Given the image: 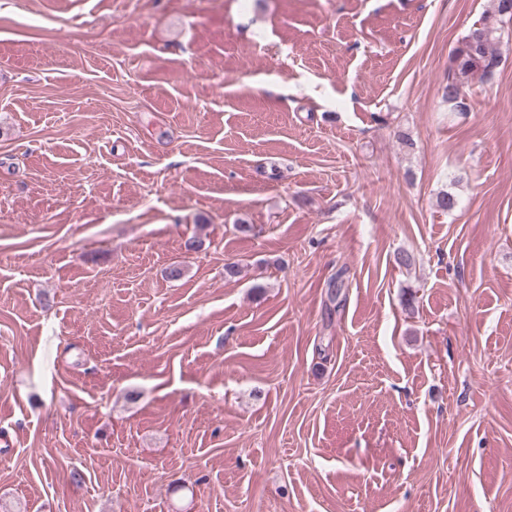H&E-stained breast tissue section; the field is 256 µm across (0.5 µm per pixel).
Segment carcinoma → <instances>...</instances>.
Masks as SVG:
<instances>
[{
  "mask_svg": "<svg viewBox=\"0 0 512 512\" xmlns=\"http://www.w3.org/2000/svg\"><path fill=\"white\" fill-rule=\"evenodd\" d=\"M512 20V0H493L492 8L485 12L463 38L453 53L455 69L448 75L444 98L452 112H465L467 105L461 96V81L474 72L491 76L500 65L498 46L502 42L504 23Z\"/></svg>",
  "mask_w": 512,
  "mask_h": 512,
  "instance_id": "obj_1",
  "label": "carcinoma"
}]
</instances>
